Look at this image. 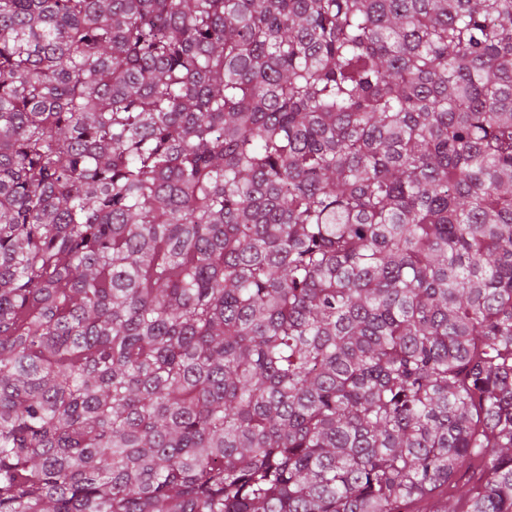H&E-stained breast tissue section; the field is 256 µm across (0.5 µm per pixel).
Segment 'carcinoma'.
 <instances>
[{
	"label": "carcinoma",
	"instance_id": "carcinoma-1",
	"mask_svg": "<svg viewBox=\"0 0 512 512\" xmlns=\"http://www.w3.org/2000/svg\"><path fill=\"white\" fill-rule=\"evenodd\" d=\"M512 512V0H0V512Z\"/></svg>",
	"mask_w": 512,
	"mask_h": 512
}]
</instances>
